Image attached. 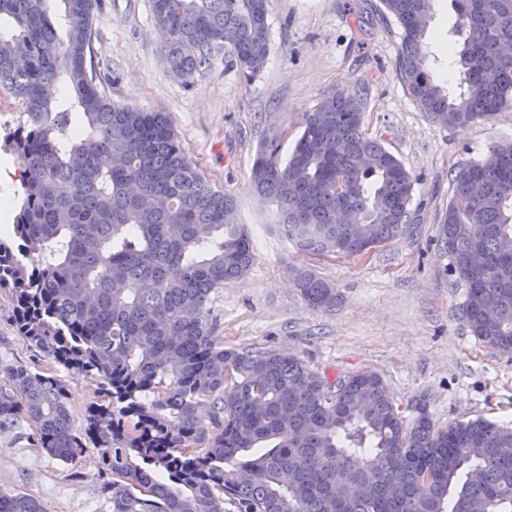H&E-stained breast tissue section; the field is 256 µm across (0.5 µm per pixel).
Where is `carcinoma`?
Listing matches in <instances>:
<instances>
[{
  "instance_id": "obj_1",
  "label": "carcinoma",
  "mask_w": 512,
  "mask_h": 512,
  "mask_svg": "<svg viewBox=\"0 0 512 512\" xmlns=\"http://www.w3.org/2000/svg\"><path fill=\"white\" fill-rule=\"evenodd\" d=\"M61 2L62 35L49 0H0L16 24L0 36V88L24 105L3 141L22 161L23 200L0 239V287L23 342L96 379L103 403L78 432L52 369L0 362V430L26 431L65 464L95 449L112 512H225L226 500L237 512H512L511 428L485 418L440 427L428 413L408 422L374 372L331 382L297 356L213 339L210 294L251 267L249 230L188 159L168 113L99 90L87 67L98 0ZM450 2L456 95L428 67L432 0H382L402 28L398 79L434 122L466 127L512 109V0ZM151 10L181 76L223 44L250 75L269 51L266 0H151ZM363 110V97L336 91L307 113L287 163L272 140L257 150L252 187L276 204L277 223L297 228L301 250L351 256L409 232L413 178L363 130ZM336 173L343 197L327 180ZM452 188L440 241L467 288L461 318L511 356L512 140L456 171ZM295 280L309 307L336 306L315 273ZM0 512L43 507L0 491Z\"/></svg>"
}]
</instances>
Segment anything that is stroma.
<instances>
[{
  "instance_id": "1",
  "label": "stroma",
  "mask_w": 512,
  "mask_h": 512,
  "mask_svg": "<svg viewBox=\"0 0 512 512\" xmlns=\"http://www.w3.org/2000/svg\"><path fill=\"white\" fill-rule=\"evenodd\" d=\"M455 13L437 0L428 21L429 65L457 92L451 29ZM269 53L245 77L231 46L213 51L193 78L174 75L151 0H98L92 63L100 90L119 105L169 113L188 158L236 201L234 221L254 243L248 273L210 299L213 335L225 347L276 350L336 377L378 373L406 419L426 407L442 427L482 416L512 427V357L476 339L460 317L466 289L439 238L458 168L512 139V109L467 127L433 123L396 75L402 30L382 0H267ZM341 91L365 94L364 129L414 179L407 235L362 257L299 250L272 240L274 203L253 191L250 172L269 138L287 159L307 112ZM309 269L334 286L329 310L310 308L294 284ZM12 300L0 289V361L43 365L17 335ZM95 450L74 465L0 431V491L38 499L45 512H111Z\"/></svg>"
}]
</instances>
